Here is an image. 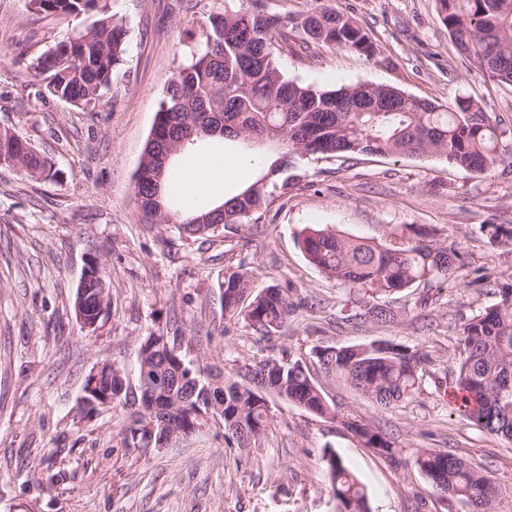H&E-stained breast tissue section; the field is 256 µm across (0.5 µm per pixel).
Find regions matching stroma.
<instances>
[{
    "label": "stroma",
    "instance_id": "obj_1",
    "mask_svg": "<svg viewBox=\"0 0 512 512\" xmlns=\"http://www.w3.org/2000/svg\"><path fill=\"white\" fill-rule=\"evenodd\" d=\"M224 0H117L128 49L103 102L78 108L48 95L26 63L91 16L37 18L26 0H0V130H10L52 163L51 178L24 180L0 165V512H336L323 462L338 454L364 484L372 512H470L446 502L417 470L419 450L448 451L481 466L512 512V445L455 412L425 383L412 399L384 409L322 372L315 350L390 340L432 353L441 366L459 357L464 322L498 300L492 284L512 280V250L490 245L480 227L512 225V167L476 175L444 161L409 156L313 154L300 181L248 221L207 243L146 224L134 186L145 145L175 66L201 41V23ZM295 20L321 10L351 17L376 52L372 59L318 44L279 56L288 79L315 88L368 83L443 105L477 101L512 131V86L491 79L454 47L436 0H264ZM433 227L467 258L434 304L411 288L377 323L364 304L312 266L298 240L329 228L368 241L405 226ZM98 262L109 307L91 328L74 313L85 266ZM245 268L254 290L277 284L298 309L274 335L226 325L219 285ZM490 284L474 286L476 274ZM197 341L201 357L234 371L287 355L319 383L332 417L274 398L264 436L231 448L208 421L169 447L124 450L117 432L127 408L77 415L85 380L109 360L135 371L153 333ZM387 434V458L364 447L343 417Z\"/></svg>",
    "mask_w": 512,
    "mask_h": 512
}]
</instances>
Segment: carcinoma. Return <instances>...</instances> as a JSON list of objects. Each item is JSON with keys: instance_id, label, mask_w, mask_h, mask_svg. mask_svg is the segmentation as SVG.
<instances>
[{"instance_id": "cac0c4a2", "label": "carcinoma", "mask_w": 512, "mask_h": 512, "mask_svg": "<svg viewBox=\"0 0 512 512\" xmlns=\"http://www.w3.org/2000/svg\"><path fill=\"white\" fill-rule=\"evenodd\" d=\"M439 16L452 42L469 61L494 80L512 84V0H438ZM28 11L43 18H75L95 14L97 19L38 56L28 68L45 82L47 93L76 107L96 106L103 90L123 61L127 28L109 13L108 0H27ZM203 41L187 61L172 72L145 146L135 183V195L151 222L167 224L189 239L209 240L218 232L216 222L242 224L266 206L269 188L288 189L297 160L304 154L342 156H428L477 175L490 173L501 159L505 130L496 117L469 97L452 106L439 105L396 88L375 85L371 97L388 107L386 112H354L355 85L319 90L288 79L276 52L294 44L293 37L332 48H345L366 57L373 43L348 16L320 11L301 21L269 14L261 0H241L235 9L211 13L203 24ZM201 135L186 146L180 142L195 128ZM234 141L240 154L260 158L256 146L271 153L252 183L227 199L192 209L172 204V157L204 141ZM0 159L11 162L26 179L51 175L52 165L34 149L20 148L18 136L0 131ZM489 242L512 246V227L484 224ZM437 230L412 226L392 234L383 243L354 239L338 231L308 229L301 248L319 271L340 287L367 294L368 313L385 323L390 310L379 303L404 289L441 288L456 270L466 266L465 255L436 238ZM224 319L242 321L270 340L299 305L288 289L269 285L253 292L244 272H233L220 285ZM85 296L87 310L96 317L98 296L108 297L107 283L91 280L78 285L75 299ZM500 300L484 313L468 319L458 338L460 358L450 370L448 395L467 420L501 439L512 442V285L499 290ZM169 349L142 343L138 375L151 381L165 379L177 357L199 381L194 394L175 389V418L191 432L208 419L220 420L231 447L249 448L263 436L269 420V398L276 397L320 416L331 414L318 384L300 361L267 357L247 364V372L224 375L221 384L200 376L182 349L183 337L168 336ZM317 364L342 378L351 388L377 404L390 407L421 389L434 364L430 352L410 349L387 340L352 345L347 351L332 347L315 352ZM79 413L99 414L103 399L83 389ZM140 410L128 416L117 437L123 448H146V421ZM343 424L368 448L393 456V443L362 419ZM323 460L331 477L337 512H371L365 486L333 452ZM417 470L436 489L448 487V499L466 503L471 512H497L498 488L488 475L464 459L436 450H421Z\"/></svg>"}]
</instances>
